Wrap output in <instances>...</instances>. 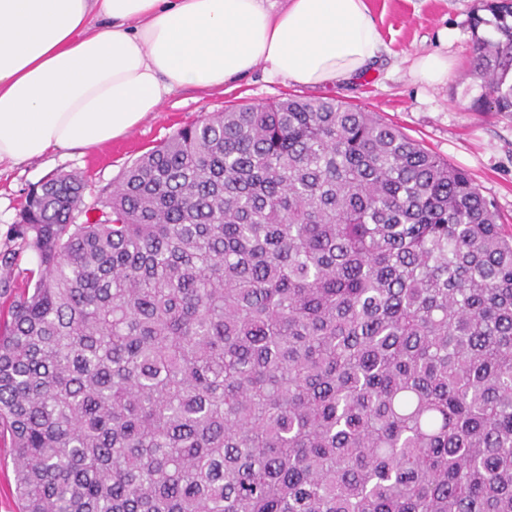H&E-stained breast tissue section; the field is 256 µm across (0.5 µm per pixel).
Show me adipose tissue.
I'll use <instances>...</instances> for the list:
<instances>
[{"instance_id":"obj_1","label":"adipose tissue","mask_w":512,"mask_h":512,"mask_svg":"<svg viewBox=\"0 0 512 512\" xmlns=\"http://www.w3.org/2000/svg\"><path fill=\"white\" fill-rule=\"evenodd\" d=\"M380 44L365 0H0V163L102 146L260 65L348 83Z\"/></svg>"}]
</instances>
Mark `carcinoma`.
I'll use <instances>...</instances> for the list:
<instances>
[{
  "mask_svg": "<svg viewBox=\"0 0 512 512\" xmlns=\"http://www.w3.org/2000/svg\"><path fill=\"white\" fill-rule=\"evenodd\" d=\"M480 10L475 103L512 112V0ZM85 190L27 196L0 279L22 512H512V235L464 171L288 94Z\"/></svg>",
  "mask_w": 512,
  "mask_h": 512,
  "instance_id": "cac0c4a2",
  "label": "carcinoma"
}]
</instances>
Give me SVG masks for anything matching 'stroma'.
<instances>
[{
  "label": "stroma",
  "mask_w": 512,
  "mask_h": 512,
  "mask_svg": "<svg viewBox=\"0 0 512 512\" xmlns=\"http://www.w3.org/2000/svg\"><path fill=\"white\" fill-rule=\"evenodd\" d=\"M382 38L371 71L344 86L304 87L270 76L264 67L225 86L201 92L172 93L156 112L129 134L98 148L56 150L20 165H0V253H15L12 276L23 283L36 268L34 250L14 236L29 191L57 172L81 171L91 192L111 185L121 169L178 128L225 106L259 103L288 93L311 98L334 96L380 113L426 149L465 170L481 194L494 202L505 233H512V114L479 112L474 100L479 82L470 65L475 35L469 17L478 0H366ZM447 55L453 67L444 84L413 80L415 60L428 53Z\"/></svg>",
  "instance_id": "stroma-1"
}]
</instances>
